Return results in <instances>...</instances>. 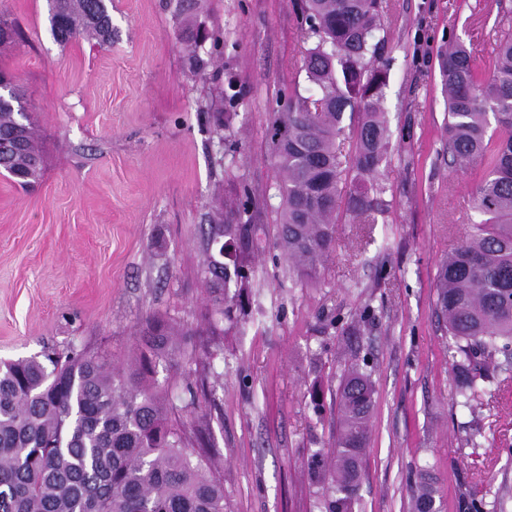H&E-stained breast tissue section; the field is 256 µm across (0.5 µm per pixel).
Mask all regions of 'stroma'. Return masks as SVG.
<instances>
[{
    "label": "stroma",
    "instance_id": "1",
    "mask_svg": "<svg viewBox=\"0 0 512 512\" xmlns=\"http://www.w3.org/2000/svg\"><path fill=\"white\" fill-rule=\"evenodd\" d=\"M112 0V44L57 43L47 0H0L19 31L0 70L36 126L44 173L23 188L0 172V360L75 349L133 362L153 316L198 331L210 306L201 276L218 203L262 197L276 181L266 131L284 92L308 94L300 0ZM382 102L394 152L379 178L374 226L339 212L319 284L289 285L277 216L244 305L220 336L158 360L154 379L206 395L190 423L222 460L224 512H321L308 468L329 450L350 314L370 308L355 344L374 367L376 402L354 512H409L421 470L442 512L502 491L512 512V367L475 409L452 399L448 337L433 311L440 258L471 228L482 171L443 155L442 54L463 44L490 70L512 0H386ZM220 37L223 46L202 43ZM199 45L202 69L186 49ZM235 88L239 105L224 95Z\"/></svg>",
    "mask_w": 512,
    "mask_h": 512
}]
</instances>
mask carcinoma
Here are the masks:
<instances>
[{
  "label": "carcinoma",
  "mask_w": 512,
  "mask_h": 512,
  "mask_svg": "<svg viewBox=\"0 0 512 512\" xmlns=\"http://www.w3.org/2000/svg\"><path fill=\"white\" fill-rule=\"evenodd\" d=\"M53 38L112 45L106 0H48ZM384 0H304L302 70L312 93L288 96V110L267 129L282 178L278 246L288 278L315 283L335 251L336 215L346 208L359 224L376 223L380 168L392 149L380 102L386 73L368 62L379 50ZM448 95L446 151L453 162L486 166L471 207L482 219L465 242L443 257L434 278V311L450 343L453 398L469 410L495 382L490 363L512 362V31L500 36L493 66L482 77L462 44L441 61ZM0 142L22 149L0 156V169L21 186L37 183L43 159L23 96L0 71ZM353 148L343 153L345 112ZM248 196L218 207L208 240L223 260L209 257L201 274L211 309L205 332L224 334L230 288L248 282L250 267L236 245L254 240ZM175 346L169 323L146 321L141 348L128 366L103 354L71 353L0 363V512H224V482L212 471L213 449L193 453L186 430L170 424L174 399L151 376ZM376 388L357 364L336 393V435L313 478L328 484L323 512H353L369 441ZM433 478L421 475L413 512H440Z\"/></svg>",
  "instance_id": "obj_1"
}]
</instances>
